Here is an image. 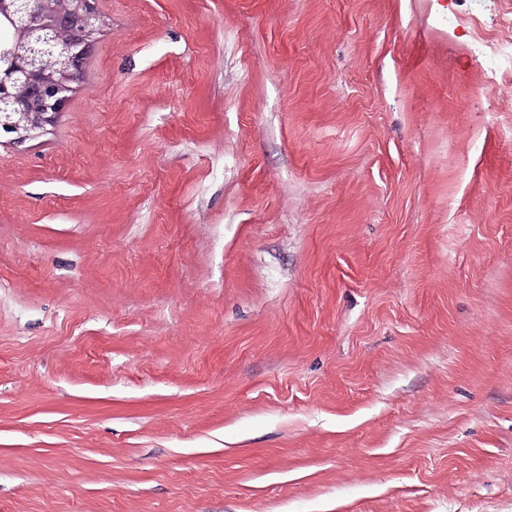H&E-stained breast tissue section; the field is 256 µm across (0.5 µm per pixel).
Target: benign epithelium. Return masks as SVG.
Masks as SVG:
<instances>
[{
	"label": "benign epithelium",
	"instance_id": "benign-epithelium-1",
	"mask_svg": "<svg viewBox=\"0 0 512 512\" xmlns=\"http://www.w3.org/2000/svg\"><path fill=\"white\" fill-rule=\"evenodd\" d=\"M22 34L20 51L0 62V135L22 141L63 111L82 69L91 38L101 23L96 0H69L62 7L33 11L29 0H0V19Z\"/></svg>",
	"mask_w": 512,
	"mask_h": 512
}]
</instances>
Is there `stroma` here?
Segmentation results:
<instances>
[{"instance_id": "1", "label": "stroma", "mask_w": 512, "mask_h": 512, "mask_svg": "<svg viewBox=\"0 0 512 512\" xmlns=\"http://www.w3.org/2000/svg\"><path fill=\"white\" fill-rule=\"evenodd\" d=\"M0 138V512H512L491 0H97Z\"/></svg>"}]
</instances>
